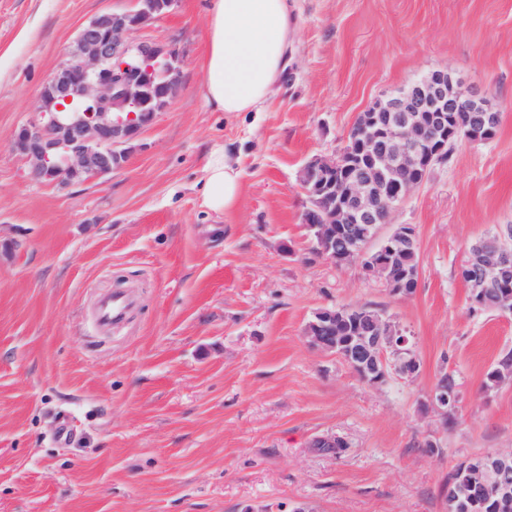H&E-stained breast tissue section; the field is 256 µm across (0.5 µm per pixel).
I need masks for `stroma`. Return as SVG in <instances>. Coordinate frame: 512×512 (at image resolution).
Listing matches in <instances>:
<instances>
[{
    "label": "stroma",
    "mask_w": 512,
    "mask_h": 512,
    "mask_svg": "<svg viewBox=\"0 0 512 512\" xmlns=\"http://www.w3.org/2000/svg\"><path fill=\"white\" fill-rule=\"evenodd\" d=\"M210 0H177L139 38L174 45L182 86L111 175L60 188L11 148L79 28L134 0H0V512H448V474L512 450V315L470 308L459 268L512 225V0H295L296 51L261 112L201 96ZM448 70L502 113L393 217L415 227L419 285L315 257L299 171L356 118ZM234 150L238 205L203 204L210 150ZM127 290V323L97 318ZM371 305L406 329L421 371L368 385L306 325ZM457 425L431 404L440 372ZM345 450L326 454L316 438ZM435 450H428V443Z\"/></svg>",
    "instance_id": "obj_1"
}]
</instances>
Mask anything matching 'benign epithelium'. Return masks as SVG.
Listing matches in <instances>:
<instances>
[{"label": "benign epithelium", "instance_id": "1", "mask_svg": "<svg viewBox=\"0 0 512 512\" xmlns=\"http://www.w3.org/2000/svg\"><path fill=\"white\" fill-rule=\"evenodd\" d=\"M156 10L153 0H137L134 10H112L94 17L77 33L74 48L49 75L40 91L37 112L13 132L12 149L30 166L40 183L68 187L100 179L123 166L142 133L158 114L151 91L161 87L173 99L181 87L182 60L171 45L140 41L134 34L143 17ZM467 113L465 139L485 142L501 123V112L487 97L463 94L448 71H432L398 95L377 102L362 115L343 148L333 156L311 157L300 171V183L312 205L303 223L315 229L313 249L338 267L354 264V224H388L410 193L448 153L457 128L454 113ZM414 236L396 226L377 245L380 260L364 272L388 277L395 296L409 297L402 256ZM512 274V252L496 238H487L479 253L468 257L460 276L482 286L474 301ZM325 322L305 328L310 343L336 349V309L322 312ZM349 361L369 363L384 379L411 380L418 357L406 335L385 333L378 317L364 321ZM487 480L470 488L475 498L491 500L497 512H512V451L494 460H480Z\"/></svg>", "mask_w": 512, "mask_h": 512}]
</instances>
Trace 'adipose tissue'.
Wrapping results in <instances>:
<instances>
[{"mask_svg": "<svg viewBox=\"0 0 512 512\" xmlns=\"http://www.w3.org/2000/svg\"><path fill=\"white\" fill-rule=\"evenodd\" d=\"M207 32L206 105L225 113L260 111L296 49L291 0H211ZM242 178L239 159L213 149L204 167V205L216 213L234 209Z\"/></svg>", "mask_w": 512, "mask_h": 512, "instance_id": "adipose-tissue-1", "label": "adipose tissue"}]
</instances>
